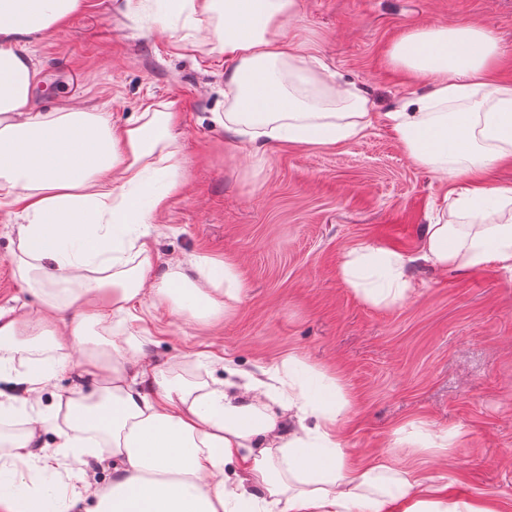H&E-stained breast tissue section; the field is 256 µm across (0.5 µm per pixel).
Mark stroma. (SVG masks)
I'll return each instance as SVG.
<instances>
[{
  "mask_svg": "<svg viewBox=\"0 0 512 512\" xmlns=\"http://www.w3.org/2000/svg\"><path fill=\"white\" fill-rule=\"evenodd\" d=\"M457 22L500 38L496 75L512 83V0H302L289 26L374 111L388 112L429 89L391 65L392 45L411 28ZM183 34L166 0H88L30 47L42 111L78 104L122 123L172 103L187 184L142 227L155 272L204 255L230 263L242 284L216 321L144 304L113 326L138 355L188 382L223 379L228 366L258 376L296 358L337 380L343 445L356 466L388 448L397 466L512 512V272L442 271L422 259L448 185L383 123L332 148L236 152L212 119L224 109V55ZM15 222L0 208V306L31 299L11 262ZM367 246L402 255L418 293L375 304L366 278L348 283L344 262ZM422 426L459 437L445 452L424 448L415 441Z\"/></svg>",
  "mask_w": 512,
  "mask_h": 512,
  "instance_id": "35a3bbf8",
  "label": "stroma"
}]
</instances>
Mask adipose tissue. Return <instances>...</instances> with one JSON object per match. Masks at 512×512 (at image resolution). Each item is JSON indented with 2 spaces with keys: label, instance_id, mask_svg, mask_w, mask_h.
I'll return each instance as SVG.
<instances>
[{
  "label": "adipose tissue",
  "instance_id": "adipose-tissue-1",
  "mask_svg": "<svg viewBox=\"0 0 512 512\" xmlns=\"http://www.w3.org/2000/svg\"><path fill=\"white\" fill-rule=\"evenodd\" d=\"M191 33L224 54V109L214 120L240 148L329 147L388 126L407 154L450 183L449 217L426 225L421 253L441 270L487 264L512 271V188L483 176L512 158V84L495 81V34L474 23L420 26L392 47V65L426 77L428 94L373 111L363 89L337 83L305 43L286 32L301 0H168ZM84 0H0V206L20 217L11 257L38 306L0 307V418L23 416L0 436L28 479L0 496V512H71L83 494L92 512H502L492 500L443 491L388 451L358 473L339 432L337 382L298 376L258 399L260 379L239 386L187 384L106 337L114 314L153 295L170 314L211 319L237 298L228 264L206 256L154 276L153 252L131 232L180 192L177 116L169 104L116 123L109 113L34 105L38 70L29 52L66 24ZM98 334H91V327ZM74 373L56 403L64 423L38 450L45 415L30 405L59 375ZM86 469L81 484L41 503L32 481L59 457ZM111 465L112 480L89 478Z\"/></svg>",
  "mask_w": 512,
  "mask_h": 512
}]
</instances>
